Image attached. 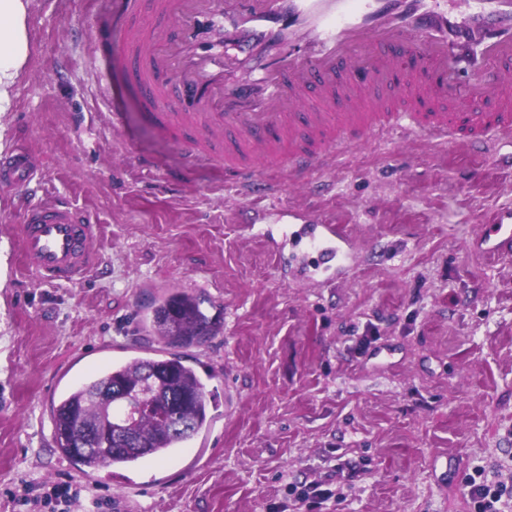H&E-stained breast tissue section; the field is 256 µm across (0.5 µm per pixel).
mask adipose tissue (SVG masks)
<instances>
[{
    "mask_svg": "<svg viewBox=\"0 0 512 512\" xmlns=\"http://www.w3.org/2000/svg\"><path fill=\"white\" fill-rule=\"evenodd\" d=\"M37 0H0V112L10 111L14 87L30 59L28 18Z\"/></svg>",
    "mask_w": 512,
    "mask_h": 512,
    "instance_id": "adipose-tissue-1",
    "label": "adipose tissue"
}]
</instances>
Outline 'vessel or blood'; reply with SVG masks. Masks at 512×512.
Segmentation results:
<instances>
[{"label":"vessel or blood","mask_w":512,"mask_h":512,"mask_svg":"<svg viewBox=\"0 0 512 512\" xmlns=\"http://www.w3.org/2000/svg\"><path fill=\"white\" fill-rule=\"evenodd\" d=\"M126 15L111 49L134 61L154 118L189 164L220 161L244 193L280 187L275 169L311 176L348 143L402 130L493 154L512 140V0H117ZM177 16L170 42L164 21ZM224 25L251 49L256 74L227 81L224 58L196 50L200 23ZM34 174L24 150L0 153V184ZM97 223L67 199L30 206L19 226L24 266L49 285L97 267ZM284 241L315 253L324 271L351 260L340 225H288ZM475 248L512 256V213L483 224Z\"/></svg>","instance_id":"b4317fda"}]
</instances>
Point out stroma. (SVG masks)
<instances>
[{
    "instance_id": "35a3bbf8",
    "label": "stroma",
    "mask_w": 512,
    "mask_h": 512,
    "mask_svg": "<svg viewBox=\"0 0 512 512\" xmlns=\"http://www.w3.org/2000/svg\"><path fill=\"white\" fill-rule=\"evenodd\" d=\"M29 33L0 112V149L26 145L39 185H0V512L15 494L48 512L39 495L64 476L74 512H277L326 480L334 497L299 512H473L474 469L512 485V260L467 248L512 210L497 157L397 130L342 149L312 188L245 199L223 167H187L129 67L102 74L105 0H38ZM57 197L100 220V270L75 285L40 283L16 241L25 207ZM288 208L345 225L354 272L301 276L256 229ZM172 291L221 320L187 351L213 374L208 446L140 467L132 489L89 482L55 451L51 406L114 348L156 347L144 308Z\"/></svg>"
}]
</instances>
